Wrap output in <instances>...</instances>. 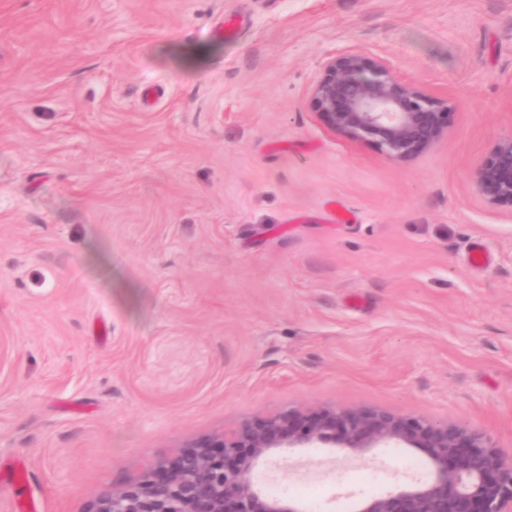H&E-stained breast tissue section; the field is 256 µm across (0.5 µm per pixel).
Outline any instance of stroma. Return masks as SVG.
I'll return each mask as SVG.
<instances>
[{"label":"stroma","instance_id":"1","mask_svg":"<svg viewBox=\"0 0 512 512\" xmlns=\"http://www.w3.org/2000/svg\"><path fill=\"white\" fill-rule=\"evenodd\" d=\"M348 49L448 97L447 135L400 164L330 130L310 90ZM510 136L512 0H0V512H89L288 407L511 452L512 208L470 179ZM427 475L294 448L255 481L336 512Z\"/></svg>","mask_w":512,"mask_h":512}]
</instances>
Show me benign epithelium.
Here are the masks:
<instances>
[{
	"instance_id": "1",
	"label": "benign epithelium",
	"mask_w": 512,
	"mask_h": 512,
	"mask_svg": "<svg viewBox=\"0 0 512 512\" xmlns=\"http://www.w3.org/2000/svg\"><path fill=\"white\" fill-rule=\"evenodd\" d=\"M310 96L333 131L393 162L417 158L448 128V97L356 49L324 62ZM472 179L487 205L512 207V137L494 145ZM286 448H343L362 459L376 448L425 454L428 479L365 497L357 512H512V454L491 437L463 422L374 406L287 408L243 421L102 493L90 512H304L255 482L259 465Z\"/></svg>"
}]
</instances>
